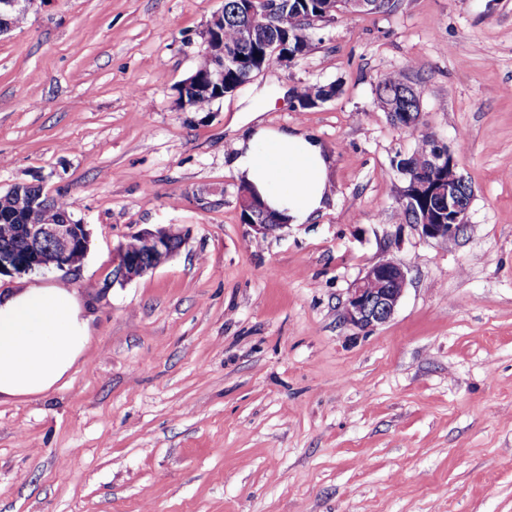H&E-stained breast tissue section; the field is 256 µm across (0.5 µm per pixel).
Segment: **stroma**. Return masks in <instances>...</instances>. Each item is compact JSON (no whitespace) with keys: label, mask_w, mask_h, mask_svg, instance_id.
<instances>
[{"label":"stroma","mask_w":512,"mask_h":512,"mask_svg":"<svg viewBox=\"0 0 512 512\" xmlns=\"http://www.w3.org/2000/svg\"><path fill=\"white\" fill-rule=\"evenodd\" d=\"M224 0H35L0 35V192L38 184L90 232L63 283L87 354L49 392L0 403V512H512V0H397L317 23L202 111L178 89ZM407 71L422 121L473 193L458 241L402 216L393 165L416 135L378 105ZM339 86L311 109L295 91ZM320 139L333 199L255 239L233 142L256 125ZM177 253L112 281L129 234ZM388 258L392 318L343 320ZM408 283L407 272L398 263L382 259L366 269L349 288L343 304V319L361 330H372L394 315Z\"/></svg>","instance_id":"obj_1"}]
</instances>
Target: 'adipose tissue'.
<instances>
[{"instance_id": "obj_1", "label": "adipose tissue", "mask_w": 512, "mask_h": 512, "mask_svg": "<svg viewBox=\"0 0 512 512\" xmlns=\"http://www.w3.org/2000/svg\"><path fill=\"white\" fill-rule=\"evenodd\" d=\"M233 149L235 175L289 223H307L326 210L329 160L316 138L259 125ZM89 340V321L66 286L0 293V401L51 390L83 358Z\"/></svg>"}]
</instances>
